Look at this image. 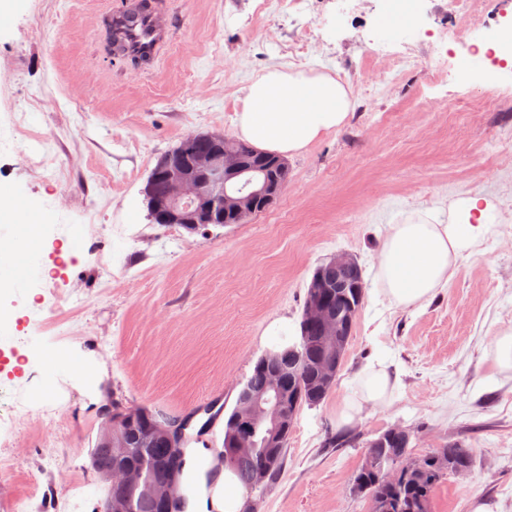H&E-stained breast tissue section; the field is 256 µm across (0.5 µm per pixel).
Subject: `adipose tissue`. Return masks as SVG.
<instances>
[{"label":"adipose tissue","mask_w":512,"mask_h":512,"mask_svg":"<svg viewBox=\"0 0 512 512\" xmlns=\"http://www.w3.org/2000/svg\"><path fill=\"white\" fill-rule=\"evenodd\" d=\"M350 106L348 91L336 78L276 69L249 85L238 114V128L257 149L290 155L304 150L320 134L341 126ZM491 208L486 199L472 196L450 204L447 222H440L433 210L426 209L391 225L379 252L375 274L378 292L397 306L429 301L447 284L461 253L482 242ZM363 374L353 402L340 411L342 423H350L353 410L361 404L383 401L387 395L392 375L385 363L367 365ZM210 461L211 450L204 444L187 451L185 475L194 486L187 512H212L219 505L224 512H242L245 495L232 472H223L216 493L207 492L205 471Z\"/></svg>","instance_id":"ef3b65f1"}]
</instances>
